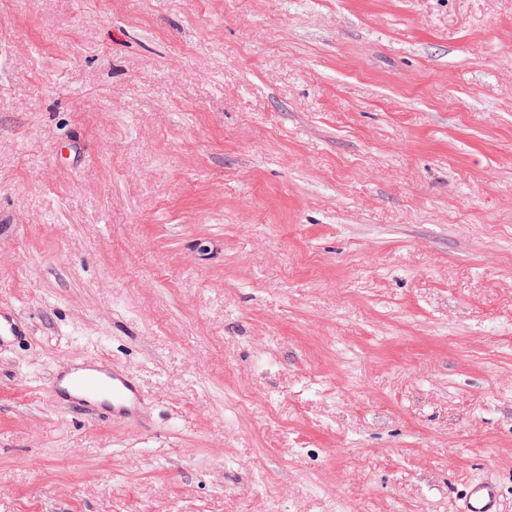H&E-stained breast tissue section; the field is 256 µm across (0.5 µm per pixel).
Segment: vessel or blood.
Returning a JSON list of instances; mask_svg holds the SVG:
<instances>
[{
	"label": "vessel or blood",
	"instance_id": "b4317fda",
	"mask_svg": "<svg viewBox=\"0 0 512 512\" xmlns=\"http://www.w3.org/2000/svg\"><path fill=\"white\" fill-rule=\"evenodd\" d=\"M52 385L59 394L90 401L108 399L112 414L119 418H133L139 413L143 395L136 379L121 364L109 367L99 364L71 371L53 378ZM501 491L496 482L480 480L470 483L464 490L460 512H501Z\"/></svg>",
	"mask_w": 512,
	"mask_h": 512
}]
</instances>
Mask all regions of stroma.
<instances>
[{
	"instance_id": "obj_1",
	"label": "stroma",
	"mask_w": 512,
	"mask_h": 512,
	"mask_svg": "<svg viewBox=\"0 0 512 512\" xmlns=\"http://www.w3.org/2000/svg\"><path fill=\"white\" fill-rule=\"evenodd\" d=\"M1 305L0 512H512V0H0ZM51 384L55 391L70 399L89 402L112 398V416L119 418L136 417L143 401L136 379L122 364H96L74 370L53 377ZM459 512H501V491L496 482L480 480L470 483L459 498Z\"/></svg>"
}]
</instances>
